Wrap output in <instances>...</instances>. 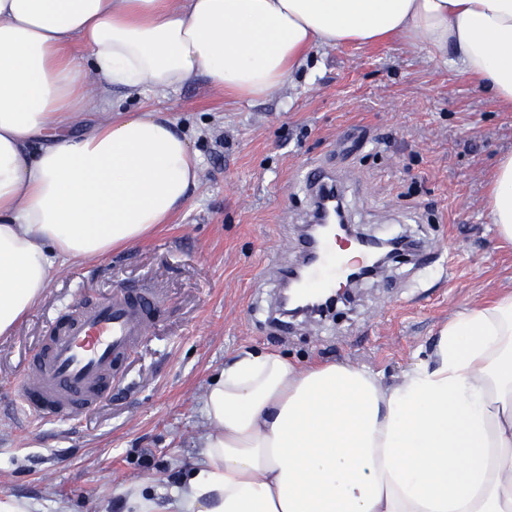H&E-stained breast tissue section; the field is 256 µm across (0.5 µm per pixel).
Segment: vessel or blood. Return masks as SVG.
<instances>
[{"mask_svg": "<svg viewBox=\"0 0 512 512\" xmlns=\"http://www.w3.org/2000/svg\"><path fill=\"white\" fill-rule=\"evenodd\" d=\"M302 183L316 208L321 191L336 185V173L317 164L304 172ZM296 248L303 255H320L306 273V286L314 292L336 290L370 263L363 250L355 263L342 261L332 236L315 240L303 234ZM158 317L153 293L141 288L104 298L54 323L16 383L21 405L46 420L87 414L123 383L131 356Z\"/></svg>", "mask_w": 512, "mask_h": 512, "instance_id": "b4317fda", "label": "vessel or blood"}]
</instances>
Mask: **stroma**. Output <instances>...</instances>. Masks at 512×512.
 <instances>
[{
    "instance_id": "obj_1",
    "label": "stroma",
    "mask_w": 512,
    "mask_h": 512,
    "mask_svg": "<svg viewBox=\"0 0 512 512\" xmlns=\"http://www.w3.org/2000/svg\"><path fill=\"white\" fill-rule=\"evenodd\" d=\"M201 160L189 204L149 239L66 264L0 337V498L35 512H125L141 482L168 497L198 459L202 397L225 358L271 349L300 364L347 361L399 381L466 304L512 289V246L485 208L512 112L427 51L395 41L311 54L286 89L239 100L199 79L155 99ZM332 160L348 222L425 238L433 260L391 265L337 316L268 322L279 289L262 269L308 208L301 176ZM149 287L160 317L111 398L71 420L28 423L11 388L66 308Z\"/></svg>"
}]
</instances>
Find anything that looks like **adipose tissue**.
<instances>
[{"instance_id": "1", "label": "adipose tissue", "mask_w": 512, "mask_h": 512, "mask_svg": "<svg viewBox=\"0 0 512 512\" xmlns=\"http://www.w3.org/2000/svg\"><path fill=\"white\" fill-rule=\"evenodd\" d=\"M391 40L512 111V0H0V336L67 261L145 239L190 201L188 137L160 109L113 113V90L202 76L260 98L314 48ZM91 112L108 118L71 135ZM488 213L512 242V153ZM203 413L202 460L172 490L174 512H512V292L458 309L396 383L236 353Z\"/></svg>"}]
</instances>
